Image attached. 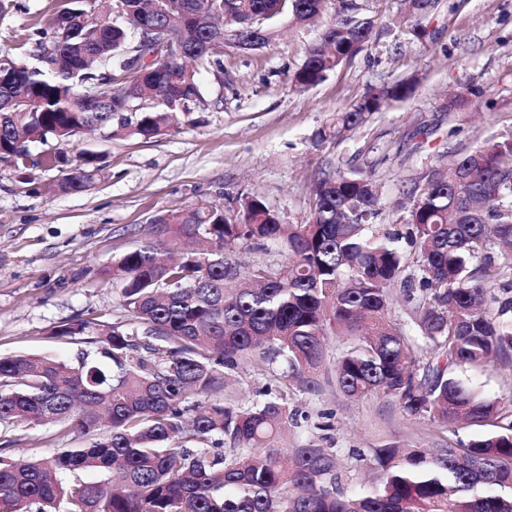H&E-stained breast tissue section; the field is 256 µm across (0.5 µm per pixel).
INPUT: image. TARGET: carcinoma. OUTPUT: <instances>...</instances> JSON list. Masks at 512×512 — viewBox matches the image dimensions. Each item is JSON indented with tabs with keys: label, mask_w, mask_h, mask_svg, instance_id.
I'll list each match as a JSON object with an SVG mask.
<instances>
[{
	"label": "carcinoma",
	"mask_w": 512,
	"mask_h": 512,
	"mask_svg": "<svg viewBox=\"0 0 512 512\" xmlns=\"http://www.w3.org/2000/svg\"><path fill=\"white\" fill-rule=\"evenodd\" d=\"M409 32L421 40L438 0H407ZM71 0L34 30L17 56L0 58V162L28 176L32 143L56 142L50 168H65L61 193L79 192L99 170L91 151L69 165L87 131L112 129L148 101L133 127L165 134L173 114L200 100L198 68L221 63L224 39H270L283 13L301 27L330 13L291 76L321 83L372 36L357 0ZM171 36L185 60L129 61L141 25ZM410 83L370 89L336 116L340 137L401 100ZM404 235L373 231L381 210L375 176L337 169L314 187L310 218L284 224L251 196L229 217L220 207L154 217L167 240L147 242L105 271L122 315L78 320L51 335H92L91 354L0 357V426L58 423L89 438L47 457L0 455V512H512V397L486 398L457 372L512 361V136L470 149L404 190ZM283 246L281 264L243 275L224 246ZM400 288L415 333L391 321ZM346 346L325 366V342ZM249 356L277 380L308 393L333 384L342 396L382 393L414 418L440 427L508 420L504 432L466 444L403 451L378 448L372 488L345 491L336 458L312 442L289 463L271 445L293 419L284 398L250 405L215 401L192 421L183 402L224 391L221 368ZM227 441L229 453L196 444ZM102 475L86 482L82 475Z\"/></svg>",
	"instance_id": "cac0c4a2"
}]
</instances>
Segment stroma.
<instances>
[{"label": "stroma", "instance_id": "1", "mask_svg": "<svg viewBox=\"0 0 512 512\" xmlns=\"http://www.w3.org/2000/svg\"><path fill=\"white\" fill-rule=\"evenodd\" d=\"M376 27L368 44L310 89L297 90L292 74L321 29L296 27L289 16L273 24L269 43L243 50L225 43L223 67L200 74L202 105L179 113L169 131L145 139L98 130L77 146L103 157V170L77 193L57 192L58 169L36 166L32 181L0 163V356L53 354L70 359L78 345L52 337L76 320L110 322L120 298L99 272L145 241L157 239L153 218L163 211L216 205L240 209L244 195L259 197L286 224L307 222L313 184L321 172L373 170L380 184L381 227H406L407 185L435 164L498 137L512 136V0H440L426 39L395 35L390 26L407 14L405 0H360ZM65 0H15L0 14V52L15 51L40 18ZM416 78L414 92L368 115L340 140L321 139L338 112L373 87ZM482 89L457 112L442 108L448 94ZM238 271L275 264L284 248L235 243L224 251ZM489 398L512 395V362L466 373ZM286 392L299 410L276 445L307 443L332 449L341 481L354 491L372 485L375 449L432 448L498 432V424L442 428L405 415L377 394L339 397L283 389L251 360L225 374V397L246 403L264 391ZM10 455L43 457L85 444L77 430L65 436L51 425L15 426Z\"/></svg>", "mask_w": 512, "mask_h": 512}]
</instances>
